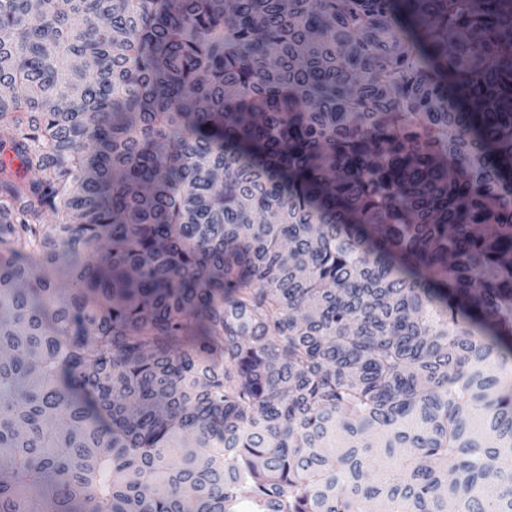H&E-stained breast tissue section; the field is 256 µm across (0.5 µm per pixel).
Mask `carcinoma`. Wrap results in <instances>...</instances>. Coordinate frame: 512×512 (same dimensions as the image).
I'll list each match as a JSON object with an SVG mask.
<instances>
[{
	"label": "carcinoma",
	"mask_w": 512,
	"mask_h": 512,
	"mask_svg": "<svg viewBox=\"0 0 512 512\" xmlns=\"http://www.w3.org/2000/svg\"><path fill=\"white\" fill-rule=\"evenodd\" d=\"M0 145V512H512V0H0Z\"/></svg>",
	"instance_id": "1"
}]
</instances>
